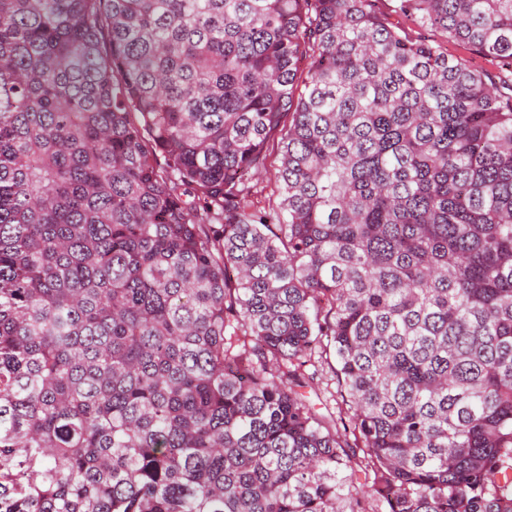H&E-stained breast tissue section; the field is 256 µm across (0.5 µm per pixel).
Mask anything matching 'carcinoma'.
Wrapping results in <instances>:
<instances>
[{
    "label": "carcinoma",
    "instance_id": "cac0c4a2",
    "mask_svg": "<svg viewBox=\"0 0 512 512\" xmlns=\"http://www.w3.org/2000/svg\"><path fill=\"white\" fill-rule=\"evenodd\" d=\"M394 2L512 66V0ZM359 487L512 512V81L374 0H0V512ZM393 1L376 0L375 8L383 17L387 18L391 23L408 30L410 35L415 39L430 40L436 44L441 51L449 55L462 58L472 68L480 72L488 73L496 76V79H512V68L506 66H498L495 62L473 52L465 45L448 40L446 35L438 30H423L414 25L411 21L403 16L393 12ZM276 142H274V147L271 146L269 149L264 167L252 172L251 181L258 191L254 201L259 207H275L280 202L276 188L277 168L280 164ZM307 366V371L311 374L314 371L317 372L314 375L312 384V390L309 396L316 408H321L320 411L323 413H333L336 417L337 426L340 431L343 432V426L340 421V417L345 425L350 427V412L349 407L342 401L340 387L335 377H333L327 365L320 366V363H314ZM319 399H318V398Z\"/></svg>",
    "mask_w": 512,
    "mask_h": 512
}]
</instances>
